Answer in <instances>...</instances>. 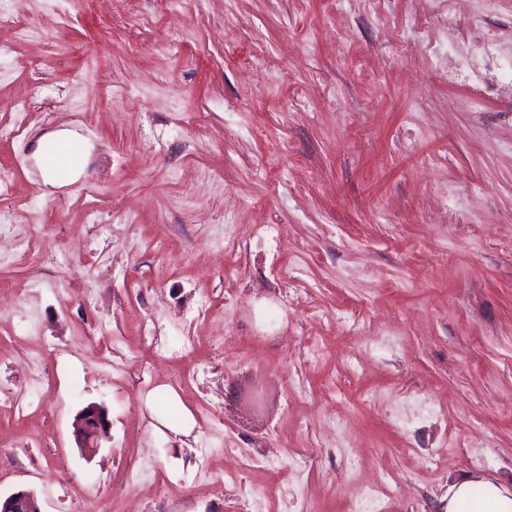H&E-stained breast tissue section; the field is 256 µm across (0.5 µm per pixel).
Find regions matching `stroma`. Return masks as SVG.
<instances>
[{"label":"stroma","instance_id":"stroma-1","mask_svg":"<svg viewBox=\"0 0 512 512\" xmlns=\"http://www.w3.org/2000/svg\"><path fill=\"white\" fill-rule=\"evenodd\" d=\"M9 7L1 494L445 512L512 482V0ZM60 131L86 154L52 185ZM106 410L97 405L87 406L75 423L78 448L87 456H94L101 448V440L108 434Z\"/></svg>","mask_w":512,"mask_h":512}]
</instances>
